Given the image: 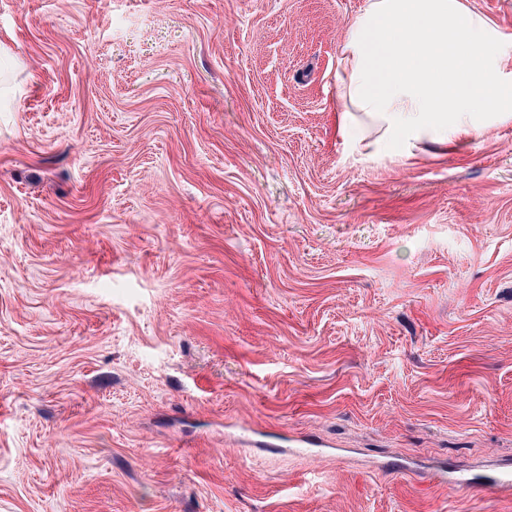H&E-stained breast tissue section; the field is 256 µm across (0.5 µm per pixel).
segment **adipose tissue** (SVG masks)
Listing matches in <instances>:
<instances>
[{
  "instance_id": "ef3b65f1",
  "label": "adipose tissue",
  "mask_w": 512,
  "mask_h": 512,
  "mask_svg": "<svg viewBox=\"0 0 512 512\" xmlns=\"http://www.w3.org/2000/svg\"><path fill=\"white\" fill-rule=\"evenodd\" d=\"M498 39L463 0H366L342 46L344 125L410 152L511 122Z\"/></svg>"
}]
</instances>
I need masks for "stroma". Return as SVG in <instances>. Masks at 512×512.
I'll return each instance as SVG.
<instances>
[{
	"label": "stroma",
	"mask_w": 512,
	"mask_h": 512,
	"mask_svg": "<svg viewBox=\"0 0 512 512\" xmlns=\"http://www.w3.org/2000/svg\"><path fill=\"white\" fill-rule=\"evenodd\" d=\"M365 3L0 0V512H512V122L343 132Z\"/></svg>",
	"instance_id": "1"
}]
</instances>
